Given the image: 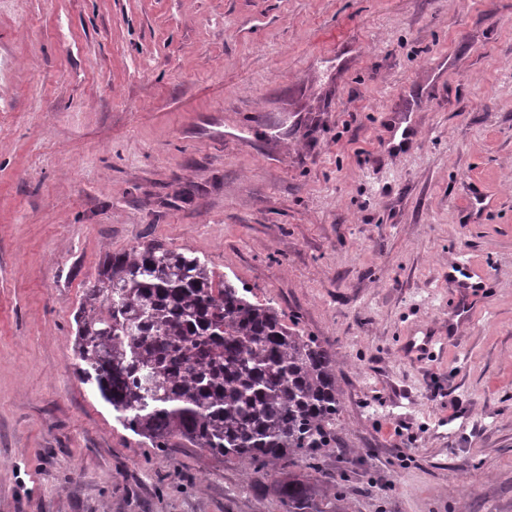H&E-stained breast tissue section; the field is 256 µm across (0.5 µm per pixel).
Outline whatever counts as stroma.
Listing matches in <instances>:
<instances>
[{
	"instance_id": "35a3bbf8",
	"label": "stroma",
	"mask_w": 512,
	"mask_h": 512,
	"mask_svg": "<svg viewBox=\"0 0 512 512\" xmlns=\"http://www.w3.org/2000/svg\"><path fill=\"white\" fill-rule=\"evenodd\" d=\"M1 62L0 512H286L80 383L151 242L335 358L312 512H512V0H0Z\"/></svg>"
}]
</instances>
